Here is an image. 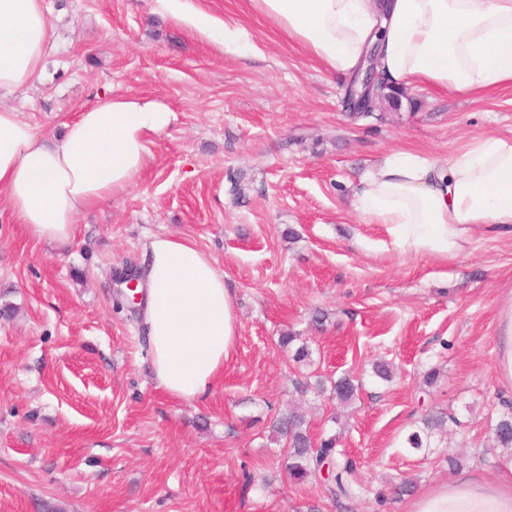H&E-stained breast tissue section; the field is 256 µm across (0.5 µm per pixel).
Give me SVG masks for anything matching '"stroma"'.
Returning <instances> with one entry per match:
<instances>
[{"label": "stroma", "instance_id": "35a3bbf8", "mask_svg": "<svg viewBox=\"0 0 512 512\" xmlns=\"http://www.w3.org/2000/svg\"><path fill=\"white\" fill-rule=\"evenodd\" d=\"M45 4L56 45L41 77L0 106L54 140L108 94L156 99L176 119L136 185L82 214L70 242L29 239L0 199V512H337L322 483L290 479L269 439L291 406L312 438L339 433L356 460L349 512H406L410 498L390 494L406 478L417 499L454 480L498 487L512 468L492 433L512 404V379L496 370L512 237L475 233L448 260L401 254L352 200L389 151L448 158L485 134L511 139L512 91L404 87L356 117L348 78L247 0H194L247 31V47L224 50L152 0ZM163 234L209 253L236 298L235 353L200 402L157 387L141 311L114 303L118 276ZM284 332L307 345L306 361L278 347ZM380 361L391 381L374 375ZM344 375L362 383L345 408L314 387ZM432 411L459 423L403 452Z\"/></svg>", "mask_w": 512, "mask_h": 512}]
</instances>
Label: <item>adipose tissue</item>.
I'll return each instance as SVG.
<instances>
[{
  "mask_svg": "<svg viewBox=\"0 0 512 512\" xmlns=\"http://www.w3.org/2000/svg\"><path fill=\"white\" fill-rule=\"evenodd\" d=\"M250 6L338 74L354 71L373 47L391 86L472 96L512 89V0H250ZM153 9L223 47L246 37L190 0H154ZM53 42L44 0H0V95L35 81ZM173 119L157 100L105 95L51 144L17 112L0 107V195L12 218L34 240L71 241L78 215L136 183L154 136ZM353 206L406 254L454 258L475 231L512 235V139L483 136L448 159L388 152L360 177ZM138 273L158 388L178 400L203 398L223 376L238 336L223 272L194 242L158 235ZM411 512H512V494L446 484L412 502Z\"/></svg>",
  "mask_w": 512,
  "mask_h": 512,
  "instance_id": "obj_1",
  "label": "adipose tissue"
}]
</instances>
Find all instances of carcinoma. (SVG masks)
I'll use <instances>...</instances> for the list:
<instances>
[{
    "label": "carcinoma",
    "mask_w": 512,
    "mask_h": 512,
    "mask_svg": "<svg viewBox=\"0 0 512 512\" xmlns=\"http://www.w3.org/2000/svg\"><path fill=\"white\" fill-rule=\"evenodd\" d=\"M359 385L354 379L344 376L331 384L330 395L342 404L350 403L356 396ZM458 424L452 415H427L421 425L409 431L400 441L403 451L416 454L431 447L433 432L446 422ZM271 438L286 441L288 452L286 465L298 482L318 480L322 477V466L329 465V480L326 492L335 507L346 508V502L355 496L357 463L355 459L336 448V436L331 435L315 443L312 441L302 416L293 411L274 419L270 423ZM495 446L512 457V406L503 413L493 428Z\"/></svg>",
    "instance_id": "obj_1"
}]
</instances>
